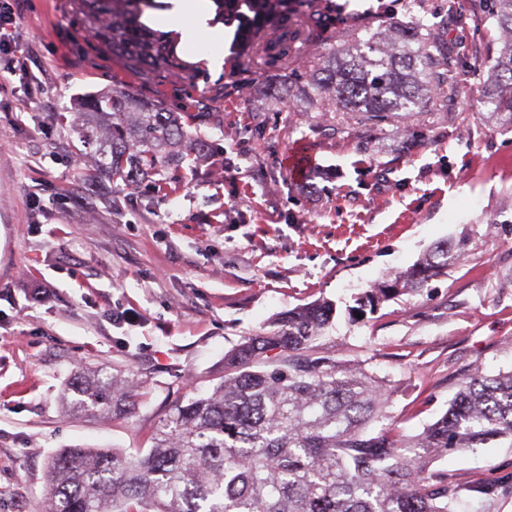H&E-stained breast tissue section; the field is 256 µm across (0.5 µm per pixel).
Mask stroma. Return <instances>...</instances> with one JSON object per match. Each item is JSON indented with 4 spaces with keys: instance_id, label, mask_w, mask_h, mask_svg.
Returning a JSON list of instances; mask_svg holds the SVG:
<instances>
[{
    "instance_id": "35a3bbf8",
    "label": "stroma",
    "mask_w": 512,
    "mask_h": 512,
    "mask_svg": "<svg viewBox=\"0 0 512 512\" xmlns=\"http://www.w3.org/2000/svg\"><path fill=\"white\" fill-rule=\"evenodd\" d=\"M336 16L432 17L448 36L450 92L417 112L280 100L303 83L325 42L293 69L257 72L228 20L224 62L196 66L179 90L142 82L93 49L70 0H20L0 68V512H40L46 462L66 447L146 448L160 420L207 389L225 353L315 301L336 308L321 354L382 381L383 426L415 436L448 409L462 380L512 370V129L477 100L494 35L478 0H330ZM122 81L174 112L209 149L167 169L172 191L101 177L106 118L76 111ZM474 89L473 97L456 87ZM94 143H87L86 134ZM311 165L294 176L286 157ZM466 252L426 286L358 313L357 300L440 243ZM127 369L144 386L121 421L65 414L60 392L79 368ZM458 486L457 512H512V447L435 459ZM479 485L493 493H476Z\"/></svg>"
}]
</instances>
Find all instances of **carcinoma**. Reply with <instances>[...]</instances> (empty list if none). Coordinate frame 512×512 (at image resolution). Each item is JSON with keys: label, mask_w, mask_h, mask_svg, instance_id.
Masks as SVG:
<instances>
[{"label": "carcinoma", "mask_w": 512, "mask_h": 512, "mask_svg": "<svg viewBox=\"0 0 512 512\" xmlns=\"http://www.w3.org/2000/svg\"><path fill=\"white\" fill-rule=\"evenodd\" d=\"M97 45L127 68L153 76L166 69L183 85L196 75L166 36L141 22L156 0H73ZM239 19V36L258 69L286 70L327 19L325 2L214 0ZM488 29L501 33L483 104L512 128V0H489ZM332 52L296 93L366 112H414L448 88V39L442 26L388 20L366 26L355 45L336 49L341 29L325 27ZM288 91V97H293ZM85 111L110 119V154L101 170L125 184L191 165L178 112L161 99L115 82L88 97ZM463 255L435 247L362 306L422 288ZM335 308L312 303L284 313L270 328L224 354V375L206 393L178 404L156 427L148 448H62L46 469L42 512H454L458 489L434 457L493 441L512 443V370L476 373L460 385L448 410L419 437L369 426L386 416L383 385L362 370L322 355L316 341ZM278 355L270 358L268 353ZM140 383L122 370H77L65 385L66 410L100 420L128 415Z\"/></svg>", "instance_id": "carcinoma-1"}]
</instances>
